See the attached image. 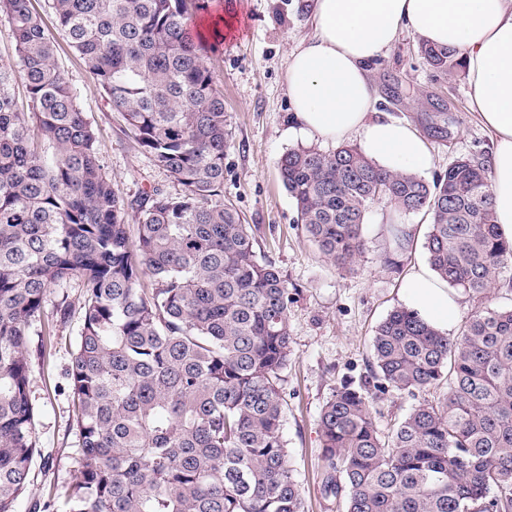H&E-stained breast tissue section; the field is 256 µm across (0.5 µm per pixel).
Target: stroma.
Wrapping results in <instances>:
<instances>
[{
  "label": "stroma",
  "mask_w": 512,
  "mask_h": 512,
  "mask_svg": "<svg viewBox=\"0 0 512 512\" xmlns=\"http://www.w3.org/2000/svg\"><path fill=\"white\" fill-rule=\"evenodd\" d=\"M227 2L240 24L207 55L224 92L229 130L224 201L248 224L258 226L262 249L293 294L284 434L306 512H342L340 501L322 491L319 413L341 380L366 375L376 327L401 306L403 280L427 263L424 244L430 217L374 203L364 225L367 250L354 272L338 270L320 254L297 225L296 206L278 172V160L288 149L303 145L328 152L336 147L332 141L291 133L286 73L292 50L315 34L309 0ZM32 7L54 34L58 66L98 133L101 157L121 196L133 202L155 188L176 192L177 184L138 147L58 31L47 0H32ZM420 44L416 34L402 31L387 56L373 66L371 78L379 117L408 123L425 134L431 163L421 176L431 183L458 157L487 161L492 141L470 106L463 70L448 74L432 69L419 52ZM434 125L447 126V140L426 135V128ZM391 224L405 225L409 232L405 249L393 245L387 232ZM79 300L74 286L50 289L40 322L29 329L33 337L50 329L51 354L31 362L29 389L39 452L16 512H34L47 501L50 512H66L65 491L79 470L78 428L67 376L80 323ZM64 303L72 313L61 323L56 310Z\"/></svg>",
  "instance_id": "obj_1"
}]
</instances>
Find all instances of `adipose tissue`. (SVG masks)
<instances>
[{
  "instance_id": "obj_1",
  "label": "adipose tissue",
  "mask_w": 512,
  "mask_h": 512,
  "mask_svg": "<svg viewBox=\"0 0 512 512\" xmlns=\"http://www.w3.org/2000/svg\"><path fill=\"white\" fill-rule=\"evenodd\" d=\"M315 36L288 62V98L297 130L311 138L360 139L363 153L390 171H419L430 155L410 125L375 117L370 66L402 29L457 50L472 109L491 134L487 162L500 233L512 240V0H314ZM406 306L439 331L459 313L458 296L420 268L400 288Z\"/></svg>"
}]
</instances>
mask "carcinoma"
Returning <instances> with one entry per match:
<instances>
[{
  "label": "carcinoma",
  "instance_id": "1",
  "mask_svg": "<svg viewBox=\"0 0 512 512\" xmlns=\"http://www.w3.org/2000/svg\"><path fill=\"white\" fill-rule=\"evenodd\" d=\"M29 2L0 0L19 58L0 59V512H15L37 453L28 332L48 290L71 282L81 467L69 512H305L284 437L288 281L224 203V94L204 58L222 38L191 27L206 0H49L112 110L179 186L135 204L115 189ZM420 51L445 73L460 64L454 49ZM18 77L25 110L10 92ZM278 170L296 222L345 272L379 200L430 215L428 262L450 286L485 299L512 268L473 158L433 184L350 145L291 149ZM443 387L390 433L375 424L387 394ZM318 426L322 488L343 512H512V307L476 310L456 336L393 309L368 375L332 392Z\"/></svg>",
  "mask_w": 512,
  "mask_h": 512
}]
</instances>
